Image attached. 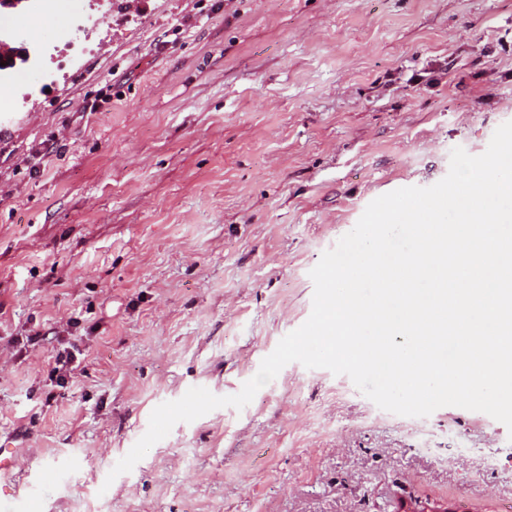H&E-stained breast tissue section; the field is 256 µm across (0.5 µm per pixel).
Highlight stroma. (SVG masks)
I'll use <instances>...</instances> for the list:
<instances>
[{
    "label": "stroma",
    "mask_w": 512,
    "mask_h": 512,
    "mask_svg": "<svg viewBox=\"0 0 512 512\" xmlns=\"http://www.w3.org/2000/svg\"><path fill=\"white\" fill-rule=\"evenodd\" d=\"M58 0L0 119V441L17 512H512V432L286 365L108 474L152 410L240 391L368 204L512 121V0ZM79 351L65 385L53 358Z\"/></svg>",
    "instance_id": "obj_1"
}]
</instances>
